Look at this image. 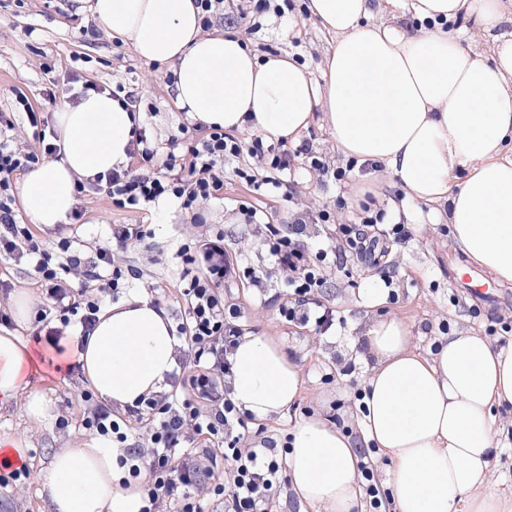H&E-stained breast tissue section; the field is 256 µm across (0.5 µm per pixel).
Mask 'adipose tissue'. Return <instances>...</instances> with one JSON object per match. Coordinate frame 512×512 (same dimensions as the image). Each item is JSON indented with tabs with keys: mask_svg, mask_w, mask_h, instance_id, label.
<instances>
[{
	"mask_svg": "<svg viewBox=\"0 0 512 512\" xmlns=\"http://www.w3.org/2000/svg\"><path fill=\"white\" fill-rule=\"evenodd\" d=\"M418 28L364 26L371 0H310L336 44L323 82L285 54L257 56L235 34L203 35L194 0H94L100 29L130 41L146 61L170 65L175 99L189 117L227 130L249 128L297 140L323 113L337 148L382 165L413 199L449 200L462 250L497 281L512 283V11L501 0H413ZM478 14L493 30L492 59L440 27ZM134 120L109 93H88L57 110L61 160L27 172L20 186L33 224L63 222L79 180L125 164ZM365 438L390 456L394 512H512V495L492 488L494 405L512 403V344L457 332L425 355L396 317L368 326ZM180 345L166 312L139 294L103 307L88 336L70 331L41 353L0 334V407L23 401L48 426L54 402L32 383L42 365H75L99 400L127 408L163 392ZM231 397L258 418L293 402L296 366L265 336L244 337L234 356ZM119 449H57L37 473L49 512H140ZM359 449L319 419L300 423L288 455L296 495L317 512H355Z\"/></svg>",
	"mask_w": 512,
	"mask_h": 512,
	"instance_id": "adipose-tissue-1",
	"label": "adipose tissue"
}]
</instances>
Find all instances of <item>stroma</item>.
<instances>
[{
    "label": "stroma",
    "instance_id": "1",
    "mask_svg": "<svg viewBox=\"0 0 512 512\" xmlns=\"http://www.w3.org/2000/svg\"><path fill=\"white\" fill-rule=\"evenodd\" d=\"M309 5L310 0H295V11L288 21L270 23L250 36L247 44L259 55L270 47L289 53L319 81L336 38L312 16ZM91 22L90 12L48 9L42 0H0V109L13 107L12 91L16 88L28 96L32 106H39L48 81L44 65L54 66L60 74L77 68L98 84L121 82L133 88L144 102L153 105V134L160 143H167L182 113L175 104V91L166 81V67L147 63L131 42L115 33L101 34L93 42L83 41L78 29ZM302 138L309 142L313 154L329 165L331 173L322 177L300 170L294 183L265 198L263 208L271 224L284 232L297 219L317 215L323 209L336 223H357L361 214L358 196L369 191L377 207L386 211L387 223L410 225L413 235L404 243L390 246L381 267L354 261L329 269L327 283L318 297L345 324L325 333L293 325L280 316L279 298L284 289L281 274H273L268 281L265 294L269 299L265 302L260 299L262 293L245 279L225 291L226 301L240 306L248 334L271 337L285 360L299 369L302 380L294 402L279 413L252 420L250 435L255 439L275 437L286 449L300 422L319 418L331 425L339 424L341 431L360 445L364 442L363 413L355 392L363 388L367 368L358 362L353 343L366 327L380 318L398 317L423 352L433 351L448 330H472L500 340L503 331H490L489 326L496 316L512 319V284L489 281L487 287L494 301L474 302L456 283L460 276L457 257L462 249L448 222L447 203L407 199L397 178L383 173L378 164L345 157L337 150L323 115L315 116ZM233 168V163H226L223 196L204 205L207 221L203 224L195 223L192 211L182 209L173 199L141 211L115 208L103 195L82 197L85 215L76 226L75 239L84 258H93L101 247L112 250L118 264L140 273L139 279L130 280L129 292L157 303L172 324L181 323L187 309L177 275L181 244L220 228L229 259L238 258L255 267L268 262L262 237L235 212L236 201L251 200L252 195ZM336 170L344 171L343 180L333 178ZM342 196L348 202L344 209L337 205ZM114 224H142L148 235L123 247L111 235ZM387 277L393 281L392 295L383 305L367 306V294L383 290ZM0 280L11 284L10 289H0L1 311H8L10 299L22 291L30 294L40 309L50 308L46 291L28 262L0 260ZM349 363L356 366L350 376L344 373ZM34 382L55 399L58 418L51 428L39 430L26 420L21 406L0 410V437L28 440L30 460L18 477L0 468V512H47L38 494L37 469L64 442L87 444L97 436L83 423L91 404L85 399L89 387L77 372H58L50 367L35 375Z\"/></svg>",
    "mask_w": 512,
    "mask_h": 512
}]
</instances>
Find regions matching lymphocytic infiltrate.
<instances>
[{
  "mask_svg": "<svg viewBox=\"0 0 512 512\" xmlns=\"http://www.w3.org/2000/svg\"><path fill=\"white\" fill-rule=\"evenodd\" d=\"M194 5L199 10L202 30H211L224 16L235 14L248 34L259 30L263 14L271 11L283 18L293 9L291 0H282L275 6L263 0L251 9L246 0H194ZM17 123L15 113H0V256L33 262L55 310L53 317L42 320L47 335H59L61 326L75 319L81 335L86 336L96 322L100 306L94 300L83 303L73 298L66 287L65 273L83 270L87 280L97 282L100 291L112 295L123 290L127 276L116 265L111 250L99 249L95 259L86 262L73 250V238L60 237L51 250L36 240L29 225L19 223L14 208V173L30 170L42 158L58 153L59 148L46 143L38 151L18 152L9 143V134ZM171 143L172 150L162 151L146 123L135 124L128 146L130 166L112 168L107 174L78 185L77 193L106 194L121 209H143L161 199L174 198L188 210L217 197L224 188L225 162L245 153L264 158L271 169L270 175L264 177L241 168L236 171L259 198L284 185L291 175L292 157H307L310 168L319 174L329 171L308 144H300L292 152L283 143H268L259 137L246 144L225 133L222 127L198 122L178 123ZM238 211L245 223L263 235L269 268H242L231 263L220 232L199 240L195 252L183 247L178 250L179 279L188 302L181 333L189 339L193 352L195 371L187 380L193 399L167 402L162 417L151 420L146 428L148 449L144 452L129 447L130 426L107 407L96 406L84 419L85 426L100 436L127 445V454L120 463L127 466L131 477L141 480L145 501L142 512H164L171 503L177 504V512H203L199 496L187 491L192 484L223 497L224 512H273L271 492L280 481L283 455L274 439L249 441L246 414L231 398V357L244 337L242 312L236 304L218 296V288L243 274L260 288L271 271H278L286 277L289 294L278 308L280 315L290 322L312 324L326 331L333 326L335 315L314 296L323 282L320 261L331 257L345 262L350 247L372 258L376 253H387L390 244L405 242L411 236L408 225L384 223L380 211L363 217L366 229L362 232L349 224L331 223L329 213L323 211L317 217L318 229H310L301 220L290 225L284 235L264 222L263 212L256 205L243 202ZM217 441L224 444L229 467L223 480L211 484L207 481L206 462ZM189 446L193 447V454L181 464H172L176 451ZM145 457L150 460V474L144 480L140 477V462Z\"/></svg>",
  "mask_w": 512,
  "mask_h": 512,
  "instance_id": "lymphocytic-infiltrate-1",
  "label": "lymphocytic infiltrate"
}]
</instances>
